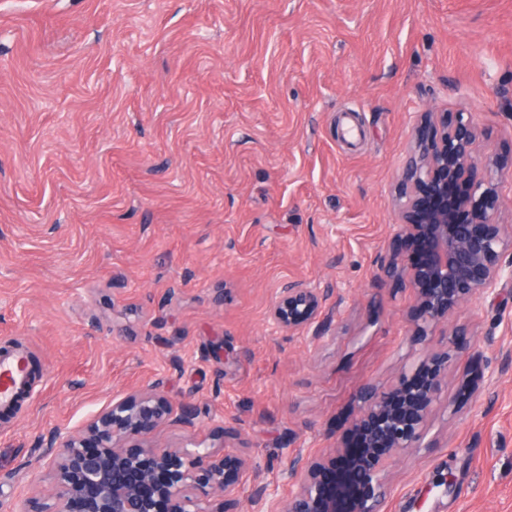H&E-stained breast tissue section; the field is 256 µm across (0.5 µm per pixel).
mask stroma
<instances>
[{"label": "stroma", "mask_w": 512, "mask_h": 512, "mask_svg": "<svg viewBox=\"0 0 512 512\" xmlns=\"http://www.w3.org/2000/svg\"><path fill=\"white\" fill-rule=\"evenodd\" d=\"M428 111L512 153V0H0V350L37 365L0 492L49 502V436L159 380L198 418L149 447L230 448L287 497L289 454L350 446L361 388L457 324L380 512H512V287L414 341L409 281L374 285ZM289 281L342 296L332 338L270 329Z\"/></svg>", "instance_id": "35a3bbf8"}]
</instances>
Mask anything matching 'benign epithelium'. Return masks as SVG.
<instances>
[{
	"mask_svg": "<svg viewBox=\"0 0 512 512\" xmlns=\"http://www.w3.org/2000/svg\"><path fill=\"white\" fill-rule=\"evenodd\" d=\"M432 113L423 112L414 145L398 182L400 223L393 225L395 252L381 265L374 284L381 287L406 274L417 293L410 335L421 338L430 326L448 319L463 303L512 283V225L501 224L499 181L512 172V158L482 159L476 148L482 130L471 112L443 118L431 130ZM463 190L456 202L465 221L448 210V188ZM332 290L291 282L278 290L269 317L279 329L299 330L320 344L336 329ZM464 328L455 326L443 351L416 367L427 373L419 386L389 392L374 386L360 390L361 412L355 428L363 435L364 459L352 478L361 495L351 512H379L386 496L381 474L386 463L421 440ZM197 410L175 406L154 383L143 392L116 394L86 430L50 438L46 466L52 472L53 504L13 503L9 512H230L245 462L236 454L193 448H144L128 441L145 438L159 427L195 425ZM343 448L324 460L297 450L288 461V480L296 490L287 501L271 496L269 482L252 474L256 512H336L324 484L342 464Z\"/></svg>",
	"mask_w": 512,
	"mask_h": 512,
	"instance_id": "7a95c632",
	"label": "benign epithelium"
}]
</instances>
